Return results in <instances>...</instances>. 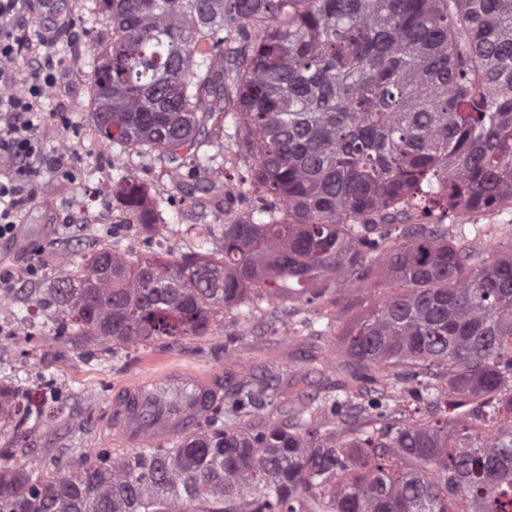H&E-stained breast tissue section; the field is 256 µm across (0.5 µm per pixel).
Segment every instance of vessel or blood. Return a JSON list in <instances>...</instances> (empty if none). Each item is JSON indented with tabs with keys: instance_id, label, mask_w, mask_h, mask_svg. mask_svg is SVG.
<instances>
[{
	"instance_id": "vessel-or-blood-1",
	"label": "vessel or blood",
	"mask_w": 512,
	"mask_h": 512,
	"mask_svg": "<svg viewBox=\"0 0 512 512\" xmlns=\"http://www.w3.org/2000/svg\"><path fill=\"white\" fill-rule=\"evenodd\" d=\"M216 394L211 379L171 371L146 384H130L110 399L107 421L125 442L137 445L191 432Z\"/></svg>"
}]
</instances>
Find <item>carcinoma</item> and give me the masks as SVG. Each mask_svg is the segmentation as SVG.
I'll list each match as a JSON object with an SVG mask.
<instances>
[{
	"mask_svg": "<svg viewBox=\"0 0 512 512\" xmlns=\"http://www.w3.org/2000/svg\"><path fill=\"white\" fill-rule=\"evenodd\" d=\"M112 28L93 50L98 138L180 174L214 113L282 204L198 232L176 260L102 252L55 295L90 342L192 339L257 289L307 303L340 282L394 289L342 333L383 378L356 421L343 402L246 381L206 428L78 470L0 464V512H512V244L492 263L425 227L390 244V211L512 207V0H91ZM121 208L156 224L145 184ZM471 406L441 426L395 404ZM332 415L343 421L325 429Z\"/></svg>",
	"mask_w": 512,
	"mask_h": 512,
	"instance_id": "1",
	"label": "carcinoma"
}]
</instances>
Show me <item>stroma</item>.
I'll use <instances>...</instances> for the list:
<instances>
[{"label":"stroma","mask_w":512,"mask_h":512,"mask_svg":"<svg viewBox=\"0 0 512 512\" xmlns=\"http://www.w3.org/2000/svg\"><path fill=\"white\" fill-rule=\"evenodd\" d=\"M49 32L54 33L59 47L54 58L57 91L43 101L45 120L39 135L47 151L58 152L66 142L72 148L62 172L30 178L31 196L20 210L17 229L10 238L0 240V271L10 274L8 286L15 293L13 310L20 319L27 317L40 295L54 287L63 272L76 275L83 270L90 256L103 247L109 224H127L125 254L140 257L144 225L128 223L117 198L104 195V188H119L122 180L134 175L149 189L173 190L171 169L162 156L130 151L110 165L94 158L77 142L79 128L92 125L94 110L92 49L84 36L95 33L102 45L112 36L111 28L92 15L83 0H21L17 55L25 66L16 71L17 81L37 80L34 59L44 55L43 38ZM199 139L200 154L220 152L224 161L208 171L191 161L182 168L185 184L208 182L212 189L203 204L176 205L164 212L169 234L154 251L164 260L196 252V227L212 222L215 214L224 213L231 221L265 205L264 198L239 181L252 158L231 137L226 123L220 119L210 122ZM78 197L103 219L86 236L73 229L72 205ZM406 222L437 228L457 244L462 241L460 224L487 226L492 230L489 241L494 249L488 254L492 260L498 257L497 246L512 241V210L508 208L457 217L415 207ZM371 267L370 286L362 295L337 292L333 306L336 330L326 336L316 334L309 325L312 313L300 299L271 301L258 290L249 297L250 317H240L229 309L205 335L131 347L118 354L108 344L56 338L49 324L20 335L13 344L0 348V376L15 386L46 375L62 383L66 397L49 403L41 418L0 434V461L20 465L58 456L75 469L92 448L130 451V444L102 424L110 395L172 368L219 377L227 396L240 381L266 379L281 395L280 401L264 412L270 420L282 418L288 396L297 390L312 397L343 395L351 370L340 354V331L378 302L391 286L382 263L372 261Z\"/></svg>","instance_id":"obj_1"}]
</instances>
